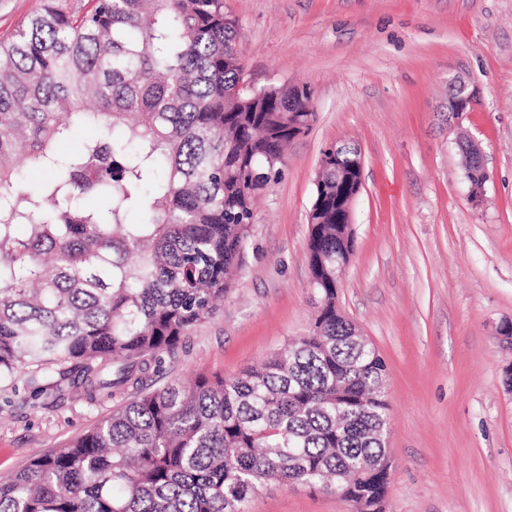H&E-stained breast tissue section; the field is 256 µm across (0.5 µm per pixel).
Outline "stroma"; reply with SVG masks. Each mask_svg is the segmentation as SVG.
<instances>
[{
    "mask_svg": "<svg viewBox=\"0 0 512 512\" xmlns=\"http://www.w3.org/2000/svg\"><path fill=\"white\" fill-rule=\"evenodd\" d=\"M256 87L309 85L317 118L254 202L224 308L193 327L161 381L232 376L307 334L306 259L324 150L362 153L354 254L336 304L384 357L390 483L384 512H512V0H224ZM476 88L448 110L449 84ZM489 179L469 200L459 134ZM71 381L0 383V480L112 410ZM244 512H352L336 494L272 485Z\"/></svg>",
    "mask_w": 512,
    "mask_h": 512,
    "instance_id": "stroma-1",
    "label": "stroma"
}]
</instances>
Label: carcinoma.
I'll list each match as a JSON object with an SVG mask.
<instances>
[{"instance_id":"1","label":"carcinoma","mask_w":512,"mask_h":512,"mask_svg":"<svg viewBox=\"0 0 512 512\" xmlns=\"http://www.w3.org/2000/svg\"><path fill=\"white\" fill-rule=\"evenodd\" d=\"M238 39L224 0H93L0 40V381L75 365L90 401L130 392L1 481L0 512H243L271 483L383 512L387 365L336 311L354 250L336 159L314 193L308 334L231 377L147 384L242 268L288 114L316 120L304 85L237 97ZM76 127L97 135L60 154Z\"/></svg>"}]
</instances>
